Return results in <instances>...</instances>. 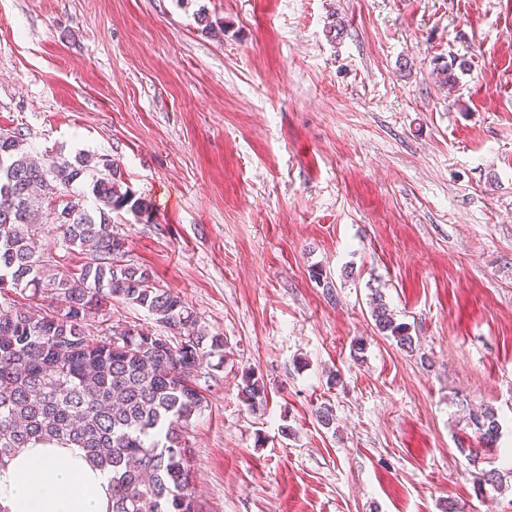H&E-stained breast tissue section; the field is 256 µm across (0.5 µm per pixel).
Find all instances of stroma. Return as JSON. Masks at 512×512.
<instances>
[{"instance_id": "1", "label": "stroma", "mask_w": 512, "mask_h": 512, "mask_svg": "<svg viewBox=\"0 0 512 512\" xmlns=\"http://www.w3.org/2000/svg\"><path fill=\"white\" fill-rule=\"evenodd\" d=\"M15 127L119 164L151 213L114 214L126 260L224 339L187 429L203 512H512V0H0ZM95 320L167 333L117 300ZM371 317L376 331L382 336L391 337L400 349H413V337L405 323H397L393 310L390 309L384 296L377 290L373 294ZM240 392L244 401L253 410L267 405L265 385L259 378H255L253 373H246L243 376ZM470 419L484 447H494L499 437V424L493 408H480L472 413Z\"/></svg>"}]
</instances>
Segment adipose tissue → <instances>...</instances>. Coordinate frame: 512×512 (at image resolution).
<instances>
[{
  "label": "adipose tissue",
  "instance_id": "1",
  "mask_svg": "<svg viewBox=\"0 0 512 512\" xmlns=\"http://www.w3.org/2000/svg\"><path fill=\"white\" fill-rule=\"evenodd\" d=\"M111 496L78 448H22L0 466V512H112Z\"/></svg>",
  "mask_w": 512,
  "mask_h": 512
}]
</instances>
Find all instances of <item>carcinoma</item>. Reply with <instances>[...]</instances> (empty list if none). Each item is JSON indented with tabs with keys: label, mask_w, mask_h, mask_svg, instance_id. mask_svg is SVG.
<instances>
[{
	"label": "carcinoma",
	"mask_w": 512,
	"mask_h": 512,
	"mask_svg": "<svg viewBox=\"0 0 512 512\" xmlns=\"http://www.w3.org/2000/svg\"><path fill=\"white\" fill-rule=\"evenodd\" d=\"M24 142L22 129L0 130V288L30 300L0 310V465L19 448L77 447L112 473V512H200L185 429L204 403L195 372L224 338L200 330L149 268L125 261L112 213L140 220L149 207L124 185L117 163L78 155L40 164ZM50 224L65 251L57 257L36 250ZM114 299L146 309L173 338L127 325L92 335L90 316ZM371 317L379 334L413 349L408 326L378 291ZM240 392L253 410L267 404L253 373ZM471 423L494 447L493 408L472 413ZM500 483L493 468L474 476L481 491Z\"/></svg>",
	"instance_id": "obj_1"
}]
</instances>
